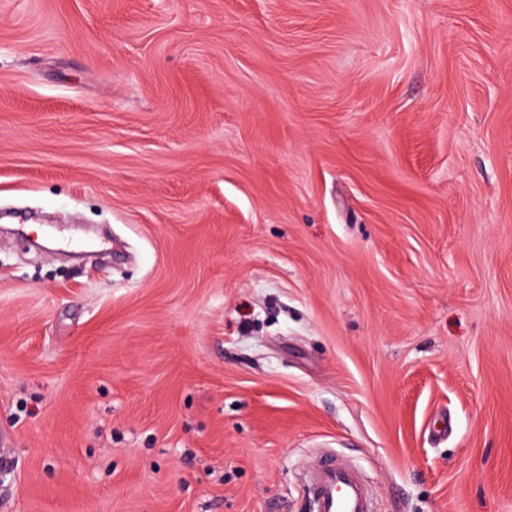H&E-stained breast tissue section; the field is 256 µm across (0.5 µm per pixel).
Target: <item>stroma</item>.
I'll return each instance as SVG.
<instances>
[{"mask_svg":"<svg viewBox=\"0 0 512 512\" xmlns=\"http://www.w3.org/2000/svg\"><path fill=\"white\" fill-rule=\"evenodd\" d=\"M2 436L0 512H512V0H0ZM304 487L311 512H373L371 494L359 473L332 457L308 469Z\"/></svg>","mask_w":512,"mask_h":512,"instance_id":"35a3bbf8","label":"stroma"}]
</instances>
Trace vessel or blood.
<instances>
[{
    "mask_svg": "<svg viewBox=\"0 0 512 512\" xmlns=\"http://www.w3.org/2000/svg\"><path fill=\"white\" fill-rule=\"evenodd\" d=\"M304 487L312 512H373L371 494L359 473L334 458H321L310 467Z\"/></svg>",
    "mask_w": 512,
    "mask_h": 512,
    "instance_id": "b4317fda",
    "label": "vessel or blood"
}]
</instances>
